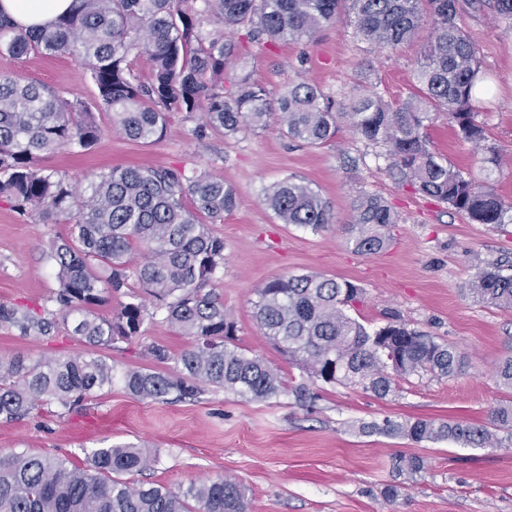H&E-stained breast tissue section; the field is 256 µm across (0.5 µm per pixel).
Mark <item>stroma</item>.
Masks as SVG:
<instances>
[{"instance_id":"35a3bbf8","label":"stroma","mask_w":512,"mask_h":512,"mask_svg":"<svg viewBox=\"0 0 512 512\" xmlns=\"http://www.w3.org/2000/svg\"><path fill=\"white\" fill-rule=\"evenodd\" d=\"M461 23L478 48L489 87L475 114L485 139L478 146L460 139L443 112L434 115L429 134L449 166L488 184L512 206V21L467 4ZM225 36L241 45L246 61L226 68L225 80L247 71L275 97L300 76L344 103L367 91L392 102L406 99L421 48L416 41L392 53L354 38L344 23L302 43H251L240 27ZM1 71L95 99L85 68L66 54L0 53ZM96 115L101 134L90 152L77 156L64 149L44 159V166L76 181L116 166L179 168L189 175L205 170L236 186V209L213 227L224 240V266L214 288L237 325V345L264 358L285 380L298 378L299 371L261 335L253 304L258 286L287 274L314 272L352 281L363 290L352 315L365 326L398 314L409 328L464 352L468 364L451 378L399 379L396 394L384 399L357 387L321 383L311 407L285 394L255 402L213 387L176 403L141 400L125 390L122 372L151 367L145 346L159 344L176 356L188 344L151 308L142 339L103 349L116 374L111 387L68 410L44 402L26 417L0 421V452L47 455L85 468L94 449L134 443L159 454L140 481L175 488L231 476L244 486L249 512H512V447L417 444L358 431L361 423L387 416L487 426L495 408L512 402V389L496 376L499 363L512 355V309L484 305L469 293L486 263L512 262V224H475L446 204L414 194L392 178L379 148L345 124L330 141L308 147L284 138L275 124L245 128L230 139L216 133L199 139L194 122L174 112L163 138L142 144L113 131L104 109ZM494 153L504 163L490 171L484 160ZM287 177L310 184L328 201L334 214L328 229L281 223L264 205L265 188ZM362 192L382 197L399 216L388 229V247L374 255L356 253L348 232L353 202ZM71 232V225L39 224L0 202L1 304L56 310L52 297L58 283L41 243ZM85 350L64 331L23 336L0 325V356L19 353L38 360ZM399 454L422 457L424 472L394 479L390 463ZM395 480L401 489L390 502L383 491Z\"/></svg>"}]
</instances>
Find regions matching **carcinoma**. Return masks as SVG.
I'll return each mask as SVG.
<instances>
[{
    "instance_id": "1",
    "label": "carcinoma",
    "mask_w": 512,
    "mask_h": 512,
    "mask_svg": "<svg viewBox=\"0 0 512 512\" xmlns=\"http://www.w3.org/2000/svg\"><path fill=\"white\" fill-rule=\"evenodd\" d=\"M500 18L512 19V0H475ZM460 0H74L69 12L31 29L0 16V53H66L85 67L112 126L126 139L154 142L169 114L197 121L195 133L235 136L264 129L278 115L280 132L315 147L335 137L346 119L353 134L385 149L388 169L418 195L448 205L477 224L512 223V206L488 186L441 161L431 149L432 115L446 112L460 138L478 144L475 122L477 47L460 25ZM357 34L395 49L428 27L413 74V91L401 102L375 92L344 104L301 78L276 100L242 74L224 86V70L237 60L235 43L210 25L240 26L252 41H311L340 20ZM150 66L145 81L130 57ZM100 135L96 115L79 96L69 99L17 73L0 72V201L20 216L44 224L71 223L72 239L52 238L43 252L55 268L58 313L28 305L0 304V325L24 336H51L60 326L89 347L83 354L31 361L0 357V419H20L39 402L64 408L112 385L114 369L97 350L141 336L151 300L165 320L190 339L178 357L158 344L144 349L156 364L176 369H128L125 389L140 399L194 398L208 384L255 401L282 394L311 407L318 381L362 388L384 399L396 381L412 375L451 377L463 371L460 350L408 328L395 316L370 331L350 311L363 289L323 274L279 276L255 289L254 318L261 334L278 345L301 372L288 385L278 370L235 344L236 324L210 283L224 265V239L210 225L238 205L224 177L179 169L128 166L103 171L78 187L36 161L60 149L86 153ZM264 203L284 224L319 231L333 223L329 204L310 184L285 178L272 184ZM354 250L371 255L387 247L397 217L375 195L356 199ZM140 261L132 264V251ZM474 298L512 308V274L498 264L483 267L469 289ZM114 294L120 303L109 320L94 314ZM492 427L423 418L371 422L363 433L414 443L450 441L465 448H498L512 442V404L493 410ZM507 432L506 438L498 436ZM156 462L133 444L98 448L87 469L59 458L0 453V512H247L241 485L227 478L178 489L134 483ZM419 456L393 460L398 475L419 474Z\"/></svg>"
}]
</instances>
